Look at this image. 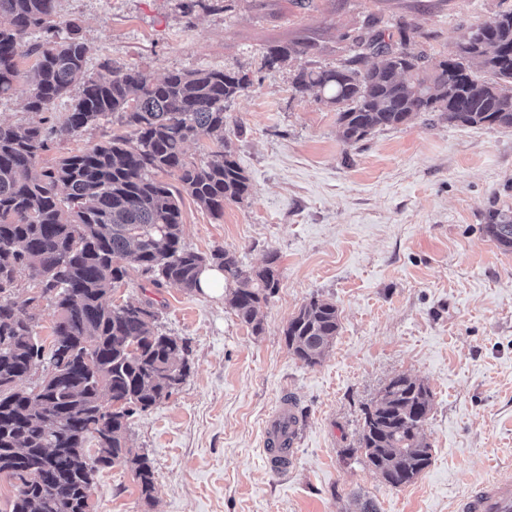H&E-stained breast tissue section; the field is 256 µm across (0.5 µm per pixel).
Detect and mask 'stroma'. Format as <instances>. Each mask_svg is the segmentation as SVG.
I'll return each mask as SVG.
<instances>
[{"instance_id":"stroma-1","label":"stroma","mask_w":512,"mask_h":512,"mask_svg":"<svg viewBox=\"0 0 512 512\" xmlns=\"http://www.w3.org/2000/svg\"><path fill=\"white\" fill-rule=\"evenodd\" d=\"M511 9L512 0H58L60 18L80 25L88 75L106 61L155 79L250 74L253 87L226 108V135L251 194L218 219L182 196V238L202 254L235 252L247 272L274 261L279 280L258 333L223 294L136 276L108 295L115 305L153 300L158 330L186 344L190 370L130 420L129 444L154 469L152 503L117 463L93 476V512H348L357 495L379 512H455L469 489L512 480V252L483 232L490 209L512 207V130L423 113L349 146L335 110L291 85L299 69L355 54L357 36L402 25L437 66L471 27ZM292 44L300 54L266 66L269 48ZM79 93L72 86L48 112L56 132L38 169L120 133L109 117L61 133ZM313 297L336 304L341 329L309 366L283 331ZM400 374L433 394L423 426L432 462L395 488L347 451L365 408ZM284 397L300 434L295 462L276 472L265 459Z\"/></svg>"}]
</instances>
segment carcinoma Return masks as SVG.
Wrapping results in <instances>:
<instances>
[{
	"label": "carcinoma",
	"instance_id": "cac0c4a2",
	"mask_svg": "<svg viewBox=\"0 0 512 512\" xmlns=\"http://www.w3.org/2000/svg\"><path fill=\"white\" fill-rule=\"evenodd\" d=\"M58 0H0V99L17 91L25 109L42 114L82 81L61 131L77 135L112 115L124 132L87 151L34 172L54 129L45 119L27 127L0 122V474L19 482L10 512H91L92 476L99 466L124 463L140 494L152 501L154 471L127 443V420L164 399L185 380L186 346L157 330L154 303L109 305L105 297L135 274L156 287H199L208 266L235 283L230 306L245 325L262 329L261 304L279 288L267 268L246 273L234 252L206 256L182 242L178 195L185 193L219 218L224 205L250 194V182L226 143V104L253 85L233 69L170 73L155 80L135 68L86 75L88 49L75 21L60 22ZM42 34V40L28 38ZM362 52L336 68L312 67L292 87L336 109L340 138L355 145L384 128L422 114L450 124L512 128V11L468 30L455 57L429 71L414 37L378 31L357 38ZM297 46L268 50L274 67ZM379 57L363 66L366 54ZM35 57L31 70L18 59ZM211 139L209 159H189L186 145ZM176 177L174 191L156 175ZM483 231L512 251V212L493 210ZM26 268L33 296L12 299ZM48 298L58 316L44 345L29 312ZM340 330L336 304L312 298L284 329L288 349L315 366ZM47 375L34 390L23 382L39 366ZM432 393L405 375L390 379L364 410L358 449H348L397 488L430 466L420 433ZM97 453L85 450L87 437Z\"/></svg>",
	"mask_w": 512,
	"mask_h": 512
}]
</instances>
